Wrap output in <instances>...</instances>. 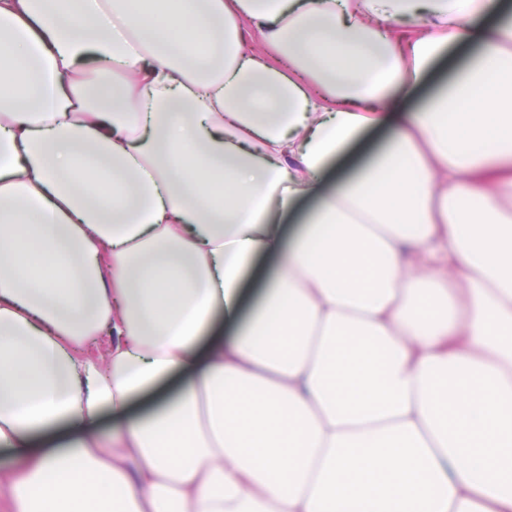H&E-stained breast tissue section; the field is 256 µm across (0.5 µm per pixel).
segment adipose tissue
Masks as SVG:
<instances>
[{
    "mask_svg": "<svg viewBox=\"0 0 512 512\" xmlns=\"http://www.w3.org/2000/svg\"><path fill=\"white\" fill-rule=\"evenodd\" d=\"M511 201L512 0H0L13 512H512ZM389 134L383 132L363 133L358 141L333 162L335 177L340 180L351 176L358 167L364 164L388 139ZM180 378L164 379L152 387L137 392L132 399L131 414H142L151 409L165 397L173 395L180 385Z\"/></svg>",
    "mask_w": 512,
    "mask_h": 512,
    "instance_id": "ef3b65f1",
    "label": "adipose tissue"
}]
</instances>
